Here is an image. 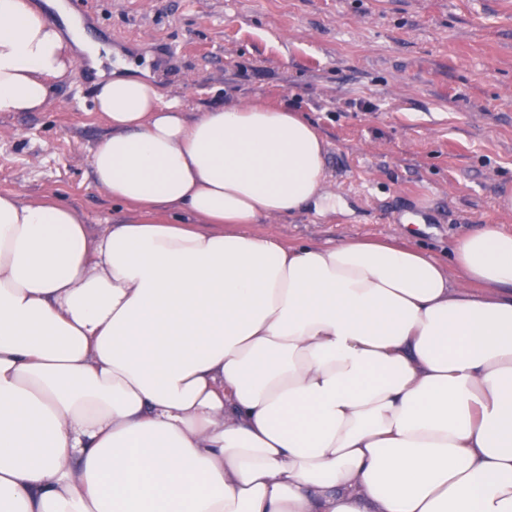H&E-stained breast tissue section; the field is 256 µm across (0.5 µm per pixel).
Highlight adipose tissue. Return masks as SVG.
<instances>
[{"label": "adipose tissue", "mask_w": 512, "mask_h": 512, "mask_svg": "<svg viewBox=\"0 0 512 512\" xmlns=\"http://www.w3.org/2000/svg\"><path fill=\"white\" fill-rule=\"evenodd\" d=\"M79 42L0 0V113ZM94 106L132 216L0 193V512H512V233L287 247L249 225L334 206L301 113L129 75Z\"/></svg>", "instance_id": "adipose-tissue-1"}]
</instances>
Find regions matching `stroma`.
Segmentation results:
<instances>
[{"label":"stroma","mask_w":512,"mask_h":512,"mask_svg":"<svg viewBox=\"0 0 512 512\" xmlns=\"http://www.w3.org/2000/svg\"><path fill=\"white\" fill-rule=\"evenodd\" d=\"M506 0H88L80 26L197 114L256 99L326 140L341 203L251 225L284 244L414 245L449 263L462 234L512 232V22ZM79 55L44 111L0 113V192L73 206L93 237L130 216L93 182L109 127Z\"/></svg>","instance_id":"35a3bbf8"}]
</instances>
